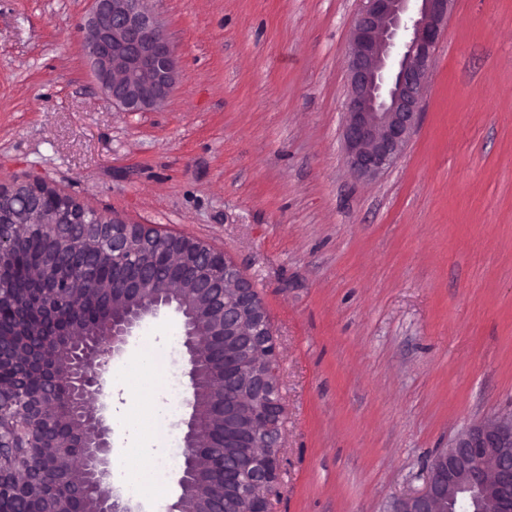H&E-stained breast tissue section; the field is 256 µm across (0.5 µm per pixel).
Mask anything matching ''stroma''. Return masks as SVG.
<instances>
[{
	"instance_id": "1",
	"label": "stroma",
	"mask_w": 512,
	"mask_h": 512,
	"mask_svg": "<svg viewBox=\"0 0 512 512\" xmlns=\"http://www.w3.org/2000/svg\"><path fill=\"white\" fill-rule=\"evenodd\" d=\"M173 95L112 106L88 0H0V185L224 251L269 315L284 407L270 512H389L436 454L512 413V0H455L421 122L354 176L357 0H150Z\"/></svg>"
}]
</instances>
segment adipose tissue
Listing matches in <instances>:
<instances>
[{"label": "adipose tissue", "instance_id": "ef3b65f1", "mask_svg": "<svg viewBox=\"0 0 512 512\" xmlns=\"http://www.w3.org/2000/svg\"><path fill=\"white\" fill-rule=\"evenodd\" d=\"M160 351L161 346L153 337H145L120 373L128 391L144 400L139 416L130 418L121 413L116 417L127 441L122 451L124 493L138 502L143 512H158L171 459L169 436L177 424L172 402L174 383L159 370Z\"/></svg>", "mask_w": 512, "mask_h": 512}]
</instances>
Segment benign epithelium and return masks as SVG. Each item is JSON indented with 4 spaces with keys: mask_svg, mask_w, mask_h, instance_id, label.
<instances>
[{
    "mask_svg": "<svg viewBox=\"0 0 512 512\" xmlns=\"http://www.w3.org/2000/svg\"><path fill=\"white\" fill-rule=\"evenodd\" d=\"M348 61L343 140L346 162L359 177L376 178L393 167L416 130L427 92V74L446 32L453 0H358ZM84 50L103 95L124 112H150L170 99L179 77V56L164 37L148 0H91ZM43 182L0 188V270L6 271L26 217L43 222L52 249L54 280L79 282L83 269L59 260L71 246L112 263V317L99 337L73 328L63 341L48 332L22 352L0 345V361L34 368L37 390L20 408L31 436L22 467L31 492L56 483H77L55 495L53 512H71L70 499L88 485L98 491L96 512H131L112 496V405L105 393L112 363L144 325L165 313L184 328L191 388L185 421L184 460L178 495L167 512H226L246 497L269 512L279 479L283 405L270 319L257 293L224 252L190 236L164 235L117 216L95 224L85 208L61 225L42 207ZM216 365L207 387L195 386L197 368ZM70 381L69 390L59 378ZM19 387L0 381V483L20 472L3 464L15 447L3 424L4 410ZM68 428L80 438L72 453ZM220 444L222 455L205 457L201 444ZM392 512H512V416L490 417L459 433L430 465L424 486L398 498Z\"/></svg>",
    "mask_w": 512,
    "mask_h": 512,
    "instance_id": "benign-epithelium-1",
    "label": "benign epithelium"
}]
</instances>
